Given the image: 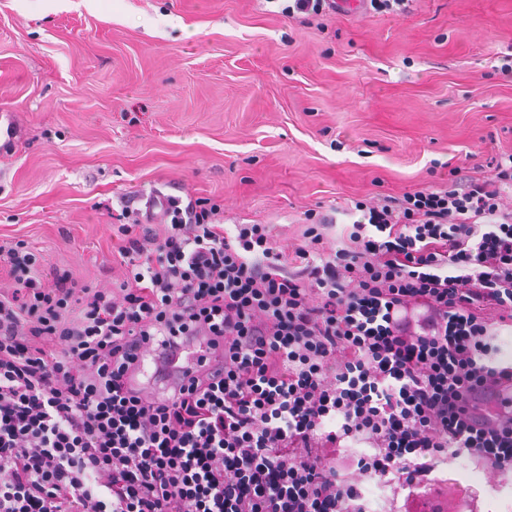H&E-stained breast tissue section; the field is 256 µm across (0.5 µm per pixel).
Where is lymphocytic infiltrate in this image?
<instances>
[{"label":"lymphocytic infiltrate","mask_w":512,"mask_h":512,"mask_svg":"<svg viewBox=\"0 0 512 512\" xmlns=\"http://www.w3.org/2000/svg\"><path fill=\"white\" fill-rule=\"evenodd\" d=\"M349 213L333 250L129 197L99 288L0 244V512H364L321 454L344 439L407 488L462 454L512 472L486 316L512 322V153Z\"/></svg>","instance_id":"lymphocytic-infiltrate-1"}]
</instances>
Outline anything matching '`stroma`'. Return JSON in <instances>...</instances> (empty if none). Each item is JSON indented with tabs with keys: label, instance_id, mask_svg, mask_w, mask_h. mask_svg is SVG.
<instances>
[{
	"label": "stroma",
	"instance_id": "obj_1",
	"mask_svg": "<svg viewBox=\"0 0 512 512\" xmlns=\"http://www.w3.org/2000/svg\"><path fill=\"white\" fill-rule=\"evenodd\" d=\"M280 0H0V243L91 286L133 193L300 239L307 211L440 183L512 152V0H415L406 17ZM366 512H512V474L468 455ZM292 2L282 9L283 14L293 16L295 13L299 14H321L326 9H336L334 0H289Z\"/></svg>",
	"mask_w": 512,
	"mask_h": 512
}]
</instances>
